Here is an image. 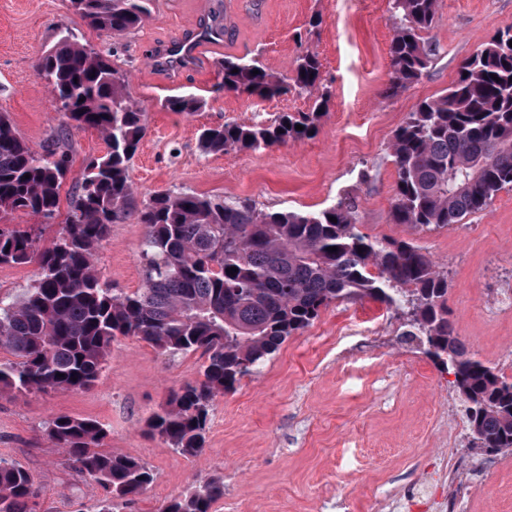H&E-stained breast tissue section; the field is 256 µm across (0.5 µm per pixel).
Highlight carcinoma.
<instances>
[{"label":"carcinoma","instance_id":"carcinoma-1","mask_svg":"<svg viewBox=\"0 0 512 512\" xmlns=\"http://www.w3.org/2000/svg\"><path fill=\"white\" fill-rule=\"evenodd\" d=\"M85 25L122 36L150 16L153 0H68ZM438 0H391L399 23L389 45L391 77L383 97L417 83L439 52L425 38L435 28ZM512 29L477 48L453 84L421 101L394 132L396 173L392 222L443 228L486 209L512 187ZM258 73H253V70ZM226 94L273 99L312 98L308 112H281L265 122L203 128V153L267 151L319 132L329 109L321 63L311 53L280 77L257 59L226 58ZM36 73L51 87L66 126L90 128L107 150L74 182L65 232L41 243L30 227H0V265L38 266L16 299H0V388L85 390L98 379L118 337H135L165 355L202 351L203 379L169 394L147 421L149 431L185 457L205 444L211 402L253 373L290 336L303 332L339 299L371 298L397 311L412 305L407 336H423L427 354L451 368L465 407L472 445L512 451V377L479 359L448 317V272L405 240L372 239L357 228L358 204L342 197L318 212L264 211L248 198L216 199L168 190L140 200L130 162L147 134L148 112L128 89L110 56L64 30L38 58ZM497 79H492V76ZM204 106L193 93L167 97L171 112ZM303 129L298 131L296 126ZM65 137L38 152L0 114V219L24 211L51 219L67 176ZM30 178H25V175ZM145 226L139 253L143 283L115 294L101 283L96 250L113 224ZM336 218L337 222L330 221ZM337 247L331 252L329 248ZM238 268L230 274L227 269ZM50 447L101 486L95 512H114L154 481L152 470L119 452L93 419L68 415L47 423ZM39 492L31 475L0 457V512H34ZM224 481L205 479L171 499L162 512H211Z\"/></svg>","mask_w":512,"mask_h":512}]
</instances>
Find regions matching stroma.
Segmentation results:
<instances>
[{"label": "stroma", "instance_id": "1", "mask_svg": "<svg viewBox=\"0 0 512 512\" xmlns=\"http://www.w3.org/2000/svg\"><path fill=\"white\" fill-rule=\"evenodd\" d=\"M230 18L229 33L204 42L194 71L155 69L152 47L175 40L200 19ZM320 18L309 29L311 18ZM397 19L389 0H155L151 17L114 38L89 29L66 0H0V112L37 151L55 140L63 116L37 57L60 30L104 53L127 73L130 92L148 110V131L130 163L140 198L164 190L251 199L270 211L314 212L354 198L359 228L372 237L413 241L446 270L448 308L458 337L489 365L512 375V310L491 304L512 281V189L461 224L414 230L391 220L395 130L426 98L442 94L464 61L498 31L512 27V0H438L430 37L440 52L418 83L392 98L388 47ZM303 41H295L296 33ZM318 56L330 105L319 133L265 152L203 154L202 127L305 112L304 95L271 100L224 94V57H257L284 75L301 51ZM178 93L203 97L191 115L163 109ZM106 151L97 131L70 129L71 173L59 209L43 220L15 212L8 226H31L42 242L63 233L73 178ZM144 225H112L96 253L102 281L118 293L142 285ZM400 313L363 298L339 300L291 336L253 373L213 402L206 443L186 458L147 431L148 418L173 390L199 380L200 353L166 356L131 337L118 338L86 390L0 391V457L26 469L40 489L37 512H88L98 483L51 448L44 429L60 415L96 419L103 448L151 467L153 483L115 512H161L193 483L224 481L211 512H381L390 498L433 485L456 490L457 512H512V454L471 447L455 377L420 341L407 340Z\"/></svg>", "mask_w": 512, "mask_h": 512}]
</instances>
